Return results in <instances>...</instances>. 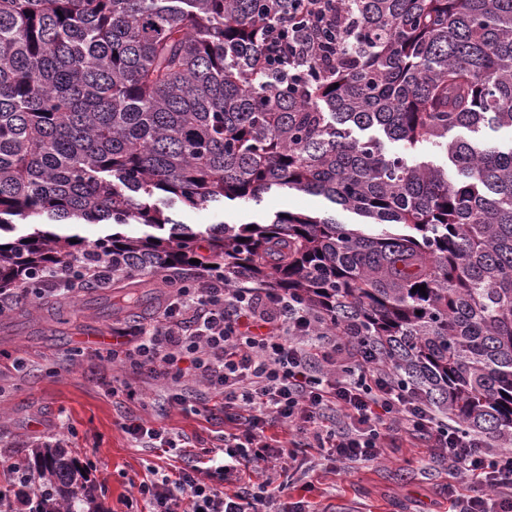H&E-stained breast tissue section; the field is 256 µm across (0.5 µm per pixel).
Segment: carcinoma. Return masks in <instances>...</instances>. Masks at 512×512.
<instances>
[{
    "mask_svg": "<svg viewBox=\"0 0 512 512\" xmlns=\"http://www.w3.org/2000/svg\"><path fill=\"white\" fill-rule=\"evenodd\" d=\"M297 3L0 0V291L104 269L89 286L133 292L134 323L169 277L285 289L463 432L512 449V147L448 138L512 129V0H340L341 49L306 44L293 69L263 38ZM374 127L403 154L354 135ZM274 189L363 222L201 231L170 213ZM85 224L111 229L90 242ZM34 467L28 512H102L64 446Z\"/></svg>",
    "mask_w": 512,
    "mask_h": 512,
    "instance_id": "obj_1",
    "label": "carcinoma"
}]
</instances>
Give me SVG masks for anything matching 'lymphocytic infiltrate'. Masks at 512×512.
I'll use <instances>...</instances> for the list:
<instances>
[{
    "instance_id": "f902f5d3",
    "label": "lymphocytic infiltrate",
    "mask_w": 512,
    "mask_h": 512,
    "mask_svg": "<svg viewBox=\"0 0 512 512\" xmlns=\"http://www.w3.org/2000/svg\"><path fill=\"white\" fill-rule=\"evenodd\" d=\"M299 29L266 36L269 58H296V37L323 43L334 11L328 0H301ZM318 313L271 288H226L219 274H196L176 287L159 314L107 351L123 376L115 394L135 399L132 381L165 385L169 402L199 413L224 405L223 446L193 457L180 434L129 420L124 431L181 467L151 465L137 492L150 512H301L277 475L300 448H319L343 468L383 460L393 434L428 437L448 460L454 512H512V451L460 434L411 386L395 381L382 359L346 336L316 334ZM202 386L190 394L188 384ZM465 482L469 493L456 489Z\"/></svg>"
}]
</instances>
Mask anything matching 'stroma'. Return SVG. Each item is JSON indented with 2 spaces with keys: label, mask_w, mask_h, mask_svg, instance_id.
Wrapping results in <instances>:
<instances>
[{
  "label": "stroma",
  "mask_w": 512,
  "mask_h": 512,
  "mask_svg": "<svg viewBox=\"0 0 512 512\" xmlns=\"http://www.w3.org/2000/svg\"><path fill=\"white\" fill-rule=\"evenodd\" d=\"M335 214L346 224L357 215L336 210L324 198L288 190L264 194L222 209L175 208L174 217L202 230L220 222H263L280 211ZM99 291L78 288L71 296L29 298L25 318L0 319V491L11 492L8 468L28 460L33 448L62 441L88 475L105 512H148L145 500L126 501L148 464L165 465L162 452L135 446L121 428L135 415L155 427L187 437L195 449L212 444L224 428V414H187L166 402L165 387L137 381L142 403L112 396L104 385L112 365L100 361L91 335L107 329L134 332L135 324L108 320L96 311ZM289 501L306 512H448V462L428 438H400L386 460L349 471L323 460L306 471H286Z\"/></svg>",
  "instance_id": "1"
}]
</instances>
